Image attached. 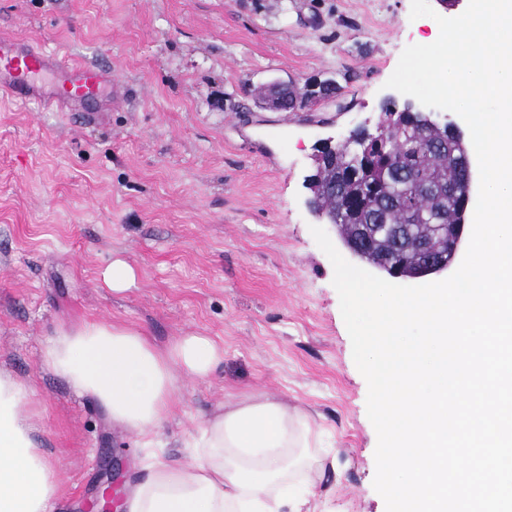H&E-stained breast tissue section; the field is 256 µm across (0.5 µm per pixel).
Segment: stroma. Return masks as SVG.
Returning a JSON list of instances; mask_svg holds the SVG:
<instances>
[{
  "mask_svg": "<svg viewBox=\"0 0 512 512\" xmlns=\"http://www.w3.org/2000/svg\"><path fill=\"white\" fill-rule=\"evenodd\" d=\"M411 0H0V32L100 64L124 97L101 121L0 97V371L35 392L56 465L52 512H88L111 472L142 476L134 435L42 368L63 326L107 321L161 347L224 344L161 430L168 458L228 395L264 392L313 415L342 475L333 512H386L375 490L368 385L312 227L307 179L325 139L377 121L405 47L438 36ZM335 79L340 92L282 122L258 107L272 81ZM129 291L98 279L114 259Z\"/></svg>",
  "mask_w": 512,
  "mask_h": 512,
  "instance_id": "stroma-1",
  "label": "stroma"
}]
</instances>
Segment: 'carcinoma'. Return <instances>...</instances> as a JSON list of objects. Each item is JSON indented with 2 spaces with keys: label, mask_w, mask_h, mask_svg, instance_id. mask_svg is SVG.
<instances>
[{
  "label": "carcinoma",
  "mask_w": 512,
  "mask_h": 512,
  "mask_svg": "<svg viewBox=\"0 0 512 512\" xmlns=\"http://www.w3.org/2000/svg\"><path fill=\"white\" fill-rule=\"evenodd\" d=\"M468 152V143L460 138L407 124L395 143V153L405 160L407 173L403 177H386L380 167L366 174L369 160L351 154L350 147L336 148V156L348 158L349 166L360 172L357 185L352 188L353 196L349 197V206L358 208L359 218L353 223L340 219L336 224L340 239L346 243L357 237L361 224L375 225L379 231L364 260L381 265L396 255L407 273L415 269L416 254L409 248L415 241L423 239L442 251L448 250V227L459 221L460 209L457 198L448 194V184L461 182L460 160ZM332 181V171L325 164L312 175L313 203L317 208L332 209ZM384 224L407 225V243L399 244L385 234Z\"/></svg>",
  "instance_id": "1"
}]
</instances>
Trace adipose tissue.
Returning <instances> with one entry per match:
<instances>
[{"label":"adipose tissue","instance_id":"obj_1","mask_svg":"<svg viewBox=\"0 0 512 512\" xmlns=\"http://www.w3.org/2000/svg\"><path fill=\"white\" fill-rule=\"evenodd\" d=\"M223 360V344L209 336H181L161 349L105 321L59 328L42 355L46 368L147 448L124 512H323L318 488L335 472L336 456L319 447L300 405L266 393L231 398L186 443V461L160 452L158 433L181 386L207 379ZM32 394L0 372V512H50L61 493L22 412Z\"/></svg>","mask_w":512,"mask_h":512}]
</instances>
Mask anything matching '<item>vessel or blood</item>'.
I'll return each mask as SVG.
<instances>
[{
  "mask_svg": "<svg viewBox=\"0 0 512 512\" xmlns=\"http://www.w3.org/2000/svg\"><path fill=\"white\" fill-rule=\"evenodd\" d=\"M0 92L62 112H87L112 99V77L96 65L72 63L57 51L0 33Z\"/></svg>",
  "mask_w": 512,
  "mask_h": 512,
  "instance_id": "vessel-or-blood-1",
  "label": "vessel or blood"
}]
</instances>
